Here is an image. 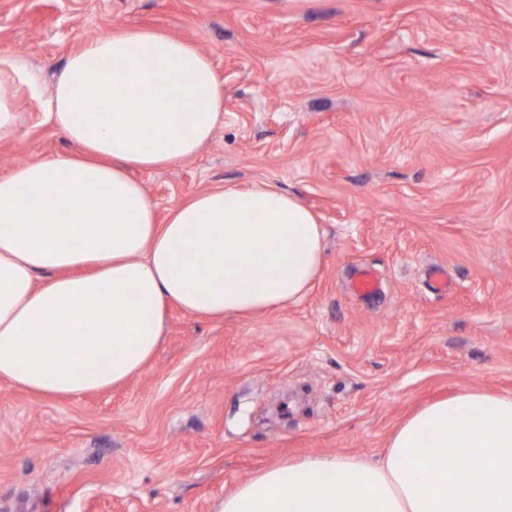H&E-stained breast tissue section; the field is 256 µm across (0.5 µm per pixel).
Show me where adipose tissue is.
Wrapping results in <instances>:
<instances>
[{
    "mask_svg": "<svg viewBox=\"0 0 512 512\" xmlns=\"http://www.w3.org/2000/svg\"><path fill=\"white\" fill-rule=\"evenodd\" d=\"M173 85L163 89L158 74ZM18 68L0 59V143L16 138ZM106 103L83 108L87 97ZM224 112L208 56L167 33L127 28L82 41L49 97V120L81 152L0 178V380L37 395L103 390L152 359L169 307L221 319L301 299L323 230L268 184L199 192L155 210L136 170L194 156ZM455 449L464 466L438 463ZM512 396L477 389L401 421L383 456L312 454L257 472L217 512H512Z\"/></svg>",
    "mask_w": 512,
    "mask_h": 512,
    "instance_id": "1",
    "label": "adipose tissue"
}]
</instances>
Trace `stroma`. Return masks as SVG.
<instances>
[{
    "mask_svg": "<svg viewBox=\"0 0 512 512\" xmlns=\"http://www.w3.org/2000/svg\"><path fill=\"white\" fill-rule=\"evenodd\" d=\"M128 26L190 41L224 86L199 153L136 174L158 223L202 190L269 184L317 215L321 274L250 319L170 308L155 356L110 389L0 381V512H215L276 463L380 458L428 402L512 394V0H0V58L24 77L0 177L75 152L45 117L54 78ZM363 266L371 299L348 288Z\"/></svg>",
    "mask_w": 512,
    "mask_h": 512,
    "instance_id": "stroma-1",
    "label": "stroma"
}]
</instances>
